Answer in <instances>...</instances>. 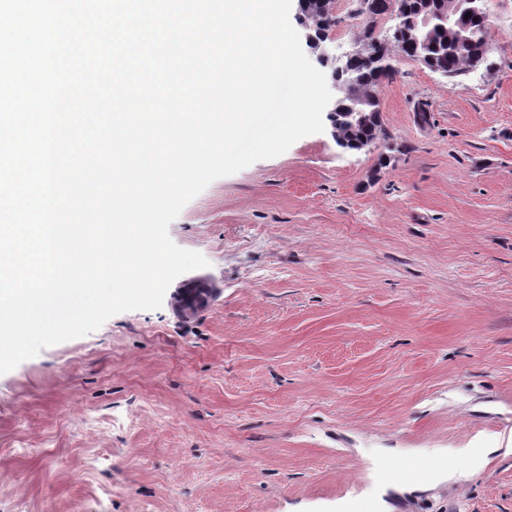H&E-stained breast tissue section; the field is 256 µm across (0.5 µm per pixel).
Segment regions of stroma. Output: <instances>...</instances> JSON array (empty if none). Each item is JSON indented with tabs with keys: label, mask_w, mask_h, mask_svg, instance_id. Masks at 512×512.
Wrapping results in <instances>:
<instances>
[{
	"label": "stroma",
	"mask_w": 512,
	"mask_h": 512,
	"mask_svg": "<svg viewBox=\"0 0 512 512\" xmlns=\"http://www.w3.org/2000/svg\"><path fill=\"white\" fill-rule=\"evenodd\" d=\"M489 7L492 69L397 59L386 167L325 130L186 204L210 310L168 293L0 374V512H512V0ZM220 288L218 283L203 275L182 281L175 291L177 312L190 318L208 310L220 294ZM425 463H404L401 465L388 464L380 471V479L383 482L405 483L417 480L426 473Z\"/></svg>",
	"instance_id": "1"
}]
</instances>
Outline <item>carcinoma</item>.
<instances>
[{"instance_id": "1", "label": "carcinoma", "mask_w": 512, "mask_h": 512, "mask_svg": "<svg viewBox=\"0 0 512 512\" xmlns=\"http://www.w3.org/2000/svg\"><path fill=\"white\" fill-rule=\"evenodd\" d=\"M309 2L310 6L305 12L308 27L329 31L336 27L338 20L332 9L316 7V0ZM456 4L458 20L448 25L438 18V0H398L397 9L401 12L403 24L399 33L392 37L390 48L364 59H356L348 73L338 76L333 71L331 77L338 78L357 94L373 100L368 109H375V100L379 98L381 88L396 74L392 60L401 56L419 61L413 46V38L417 35L425 42L422 55L427 60L422 65L426 68L433 66L438 71L448 73L449 80L461 82L490 54L489 18L485 17L479 0H456ZM341 111L342 114L336 119L340 121L352 150H364V142L382 132L380 128L352 127L345 116V113L352 111L350 100L342 102Z\"/></svg>"}]
</instances>
